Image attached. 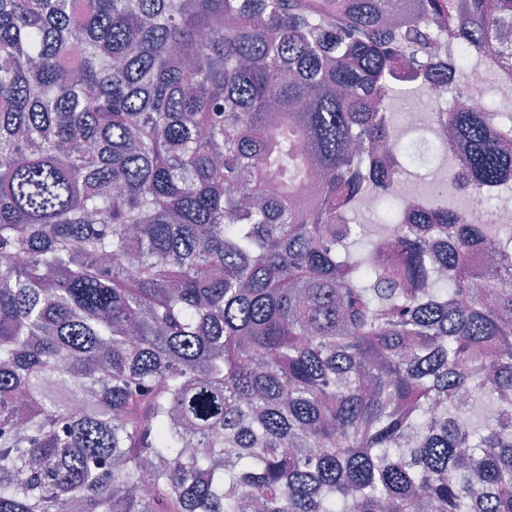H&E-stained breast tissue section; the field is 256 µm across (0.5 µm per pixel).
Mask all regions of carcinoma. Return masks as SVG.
I'll list each match as a JSON object with an SVG mask.
<instances>
[{"instance_id":"1","label":"carcinoma","mask_w":512,"mask_h":512,"mask_svg":"<svg viewBox=\"0 0 512 512\" xmlns=\"http://www.w3.org/2000/svg\"><path fill=\"white\" fill-rule=\"evenodd\" d=\"M445 34L512 0H0V512H512V232L383 166Z\"/></svg>"}]
</instances>
